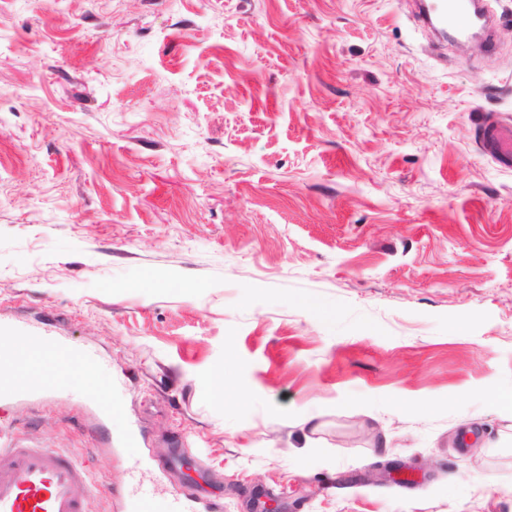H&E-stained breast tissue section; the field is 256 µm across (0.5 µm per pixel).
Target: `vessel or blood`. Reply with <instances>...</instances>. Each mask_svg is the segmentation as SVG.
<instances>
[{"label": "vessel or blood", "mask_w": 512, "mask_h": 512, "mask_svg": "<svg viewBox=\"0 0 512 512\" xmlns=\"http://www.w3.org/2000/svg\"><path fill=\"white\" fill-rule=\"evenodd\" d=\"M474 0H419L417 18L424 28L443 35L468 30L477 15ZM481 144L502 165L512 167V125L490 124L481 132ZM7 330L11 344L0 345V407L11 408L24 395L21 376L31 353L60 354L57 372L43 386V399L60 390L78 392L77 369L97 366L91 349L73 346L66 337L30 329L15 322ZM111 485H100L81 463L73 448L28 446L0 427V512H97L101 500L111 499ZM125 512H221V503L190 495H162L156 484L134 480L123 494Z\"/></svg>", "instance_id": "b4317fda"}]
</instances>
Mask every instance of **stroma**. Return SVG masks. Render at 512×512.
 <instances>
[{
    "label": "stroma",
    "instance_id": "1",
    "mask_svg": "<svg viewBox=\"0 0 512 512\" xmlns=\"http://www.w3.org/2000/svg\"><path fill=\"white\" fill-rule=\"evenodd\" d=\"M485 3L462 55L411 0H0V322L94 349L111 409L28 388L24 443L118 489L149 448L224 512H512V170L480 144L512 0Z\"/></svg>",
    "mask_w": 512,
    "mask_h": 512
}]
</instances>
